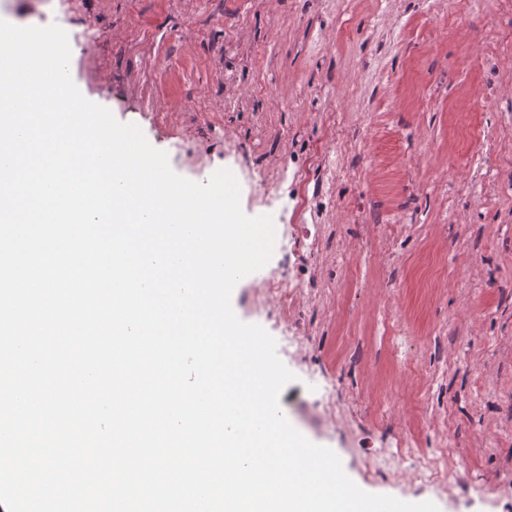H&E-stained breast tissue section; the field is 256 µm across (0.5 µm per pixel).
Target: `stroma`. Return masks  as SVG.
I'll return each mask as SVG.
<instances>
[{
	"instance_id": "1",
	"label": "stroma",
	"mask_w": 512,
	"mask_h": 512,
	"mask_svg": "<svg viewBox=\"0 0 512 512\" xmlns=\"http://www.w3.org/2000/svg\"><path fill=\"white\" fill-rule=\"evenodd\" d=\"M0 0L19 27L58 24L82 95L136 124L195 181L229 169L250 216L328 205L304 357L281 353L290 423L362 490L439 512H512V28L501 0ZM270 194H263L264 183ZM368 224H400L396 244ZM244 277L237 317L281 339ZM409 336L407 367L384 315ZM335 384L336 431L314 393ZM454 445L448 484L372 470L393 428Z\"/></svg>"
}]
</instances>
